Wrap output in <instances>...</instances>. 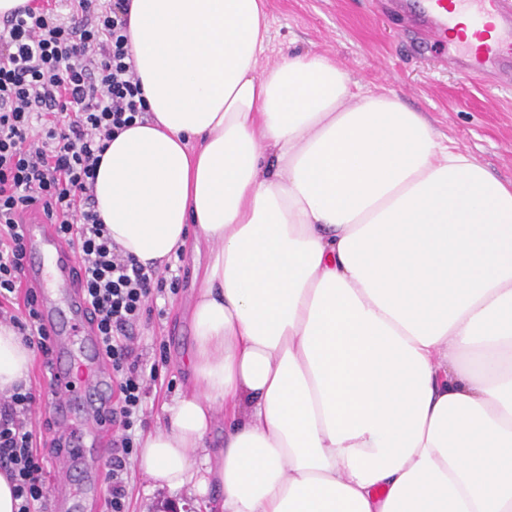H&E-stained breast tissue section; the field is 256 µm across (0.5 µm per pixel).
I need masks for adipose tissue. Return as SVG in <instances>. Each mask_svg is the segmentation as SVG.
Listing matches in <instances>:
<instances>
[{
  "instance_id": "ef3b65f1",
  "label": "adipose tissue",
  "mask_w": 512,
  "mask_h": 512,
  "mask_svg": "<svg viewBox=\"0 0 512 512\" xmlns=\"http://www.w3.org/2000/svg\"><path fill=\"white\" fill-rule=\"evenodd\" d=\"M267 32L264 0H130L149 117L97 211L158 270L212 247L141 472L205 512H512V183L326 55L260 66ZM34 359L0 323V393Z\"/></svg>"
}]
</instances>
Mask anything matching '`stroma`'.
Masks as SVG:
<instances>
[{
  "label": "stroma",
  "mask_w": 512,
  "mask_h": 512,
  "mask_svg": "<svg viewBox=\"0 0 512 512\" xmlns=\"http://www.w3.org/2000/svg\"><path fill=\"white\" fill-rule=\"evenodd\" d=\"M269 63L294 48L328 55L361 91L398 97L422 113L435 132L473 154L497 179L512 182V88H489L446 65V49L431 45L406 19L390 11L389 0H265ZM208 249L183 254V282L166 294L163 316L137 333L144 358L157 362L158 379L147 398L146 420L155 425L163 403L187 387L183 361L192 347L191 310ZM129 512H154L155 505L188 503L187 495L153 489L128 464Z\"/></svg>",
  "instance_id": "obj_1"
}]
</instances>
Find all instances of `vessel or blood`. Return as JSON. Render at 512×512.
Wrapping results in <instances>:
<instances>
[{
	"mask_svg": "<svg viewBox=\"0 0 512 512\" xmlns=\"http://www.w3.org/2000/svg\"><path fill=\"white\" fill-rule=\"evenodd\" d=\"M394 8L402 14L417 9L416 26L436 42L447 39L456 12H473L484 30L494 31L495 36L476 44L460 42L449 55V64L490 86L512 85V8L506 0H426L419 9L413 0H394ZM22 231L27 249L24 286L36 293L39 323L52 343L48 414L53 427L68 441L60 455L50 508L52 512H77L82 494L73 489L71 472L95 469L112 452V426L106 418L112 405V370L89 322L90 305L79 286L82 271L75 251L54 225L37 214L24 216ZM79 393L85 396L87 413L81 431L70 415L71 402Z\"/></svg>",
	"mask_w": 512,
	"mask_h": 512,
	"instance_id": "b4317fda",
	"label": "vessel or blood"
}]
</instances>
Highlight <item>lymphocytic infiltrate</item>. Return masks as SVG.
<instances>
[{
  "mask_svg": "<svg viewBox=\"0 0 512 512\" xmlns=\"http://www.w3.org/2000/svg\"><path fill=\"white\" fill-rule=\"evenodd\" d=\"M28 0L0 24V320L49 358L34 293L22 315L8 313L25 276L20 218L43 214L70 243L84 270L90 319L112 366V457L107 512L127 510V464L156 381L134 344L175 270L160 273L123 254L95 209L97 168L112 138L143 118L146 105L129 51L127 0ZM42 394L17 386L0 395V470L12 480L18 512H43L45 461L60 442L44 441L32 420Z\"/></svg>",
  "mask_w": 512,
  "mask_h": 512,
  "instance_id": "f902f5d3",
  "label": "lymphocytic infiltrate"
}]
</instances>
